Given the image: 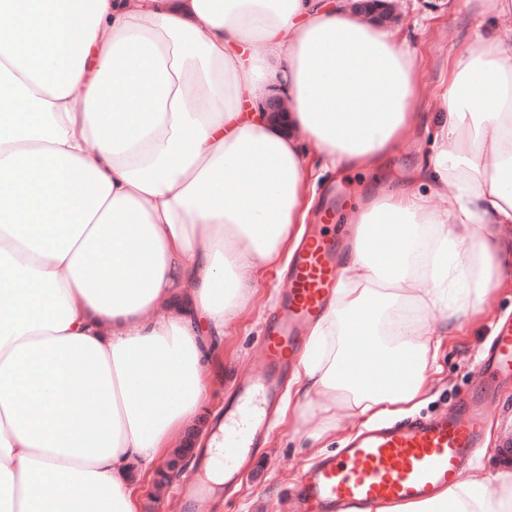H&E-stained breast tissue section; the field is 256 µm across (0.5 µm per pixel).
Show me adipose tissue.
<instances>
[{"instance_id": "1", "label": "adipose tissue", "mask_w": 512, "mask_h": 512, "mask_svg": "<svg viewBox=\"0 0 512 512\" xmlns=\"http://www.w3.org/2000/svg\"><path fill=\"white\" fill-rule=\"evenodd\" d=\"M462 5L488 24L420 112L406 37L348 0H0V512H140L193 432L222 486L204 369L300 242L308 170L418 129L290 396L317 440L422 395L433 337L512 274V0ZM406 512H512V454Z\"/></svg>"}]
</instances>
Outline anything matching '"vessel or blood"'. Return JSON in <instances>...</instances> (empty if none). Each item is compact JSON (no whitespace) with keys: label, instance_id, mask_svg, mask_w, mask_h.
Segmentation results:
<instances>
[{"label":"vessel or blood","instance_id":"1","mask_svg":"<svg viewBox=\"0 0 512 512\" xmlns=\"http://www.w3.org/2000/svg\"><path fill=\"white\" fill-rule=\"evenodd\" d=\"M339 266L340 247L332 235L311 236L297 251L288 270V296L263 338L265 362L224 410L225 481H233L259 447L264 410L276 402L293 358L304 350V328L325 312ZM479 369L486 391L512 378V318L497 323ZM491 415L478 396L450 415L363 429L339 454L303 471L299 512H391L436 497L463 480Z\"/></svg>","mask_w":512,"mask_h":512}]
</instances>
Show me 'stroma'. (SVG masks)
Returning <instances> with one entry per match:
<instances>
[{"mask_svg":"<svg viewBox=\"0 0 512 512\" xmlns=\"http://www.w3.org/2000/svg\"><path fill=\"white\" fill-rule=\"evenodd\" d=\"M481 23L477 14L462 10L460 0H413L410 8L404 10L397 26L407 36L412 55L427 77L419 92V109L427 108L437 79L448 68V48L464 50ZM425 140V132L416 133L409 146L396 153L384 169L318 170L316 197L308 223H321L325 211H332L337 236H345V214L363 205L373 192L386 185L391 171L414 164ZM286 283L284 269L267 272L230 335L225 337L224 359L217 370V393L209 401L208 410H222L233 399L242 372L256 360L265 320L281 298ZM510 314L512 287L496 289L484 314L442 337L437 361L430 370L428 389L415 408V415L428 417L451 411L474 391L482 349L493 325L499 316ZM356 426L353 420L341 423L329 439L316 442L295 436L291 416H277L250 466L220 497L187 498V479L182 476L163 489L159 500H144L142 512H290L288 498L300 470L324 453L336 452ZM507 429L512 430V390L503 393L486 444L472 463L471 472L494 471L497 450Z\"/></svg>","mask_w":512,"mask_h":512,"instance_id":"stroma-1","label":"stroma"}]
</instances>
